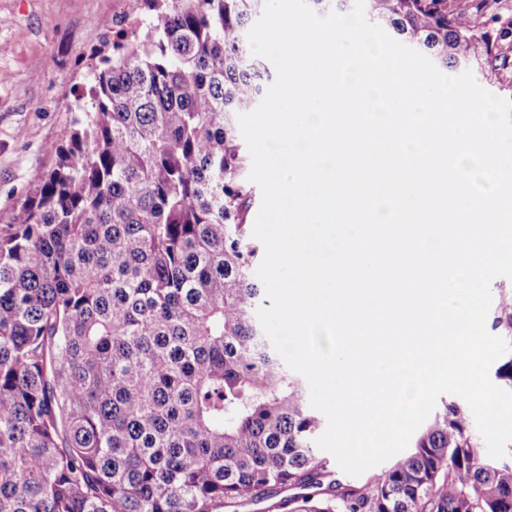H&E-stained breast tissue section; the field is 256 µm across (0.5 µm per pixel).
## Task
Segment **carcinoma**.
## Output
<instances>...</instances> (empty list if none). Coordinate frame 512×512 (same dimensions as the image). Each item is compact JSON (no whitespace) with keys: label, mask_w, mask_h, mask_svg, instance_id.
<instances>
[{"label":"carcinoma","mask_w":512,"mask_h":512,"mask_svg":"<svg viewBox=\"0 0 512 512\" xmlns=\"http://www.w3.org/2000/svg\"><path fill=\"white\" fill-rule=\"evenodd\" d=\"M478 4L364 0L444 71L494 46ZM90 55L83 118L0 225V512H512V459L450 402L363 484L255 316L253 191L236 124L263 98L264 0H134ZM493 323L512 344V294ZM450 401H454V402H457L459 404H462V405H465L467 407H469V405L466 403V401L464 399H462L461 397L457 396V395H454V394H450V393H444V394H441L438 399H437V402H436V405H435V408L433 410V412L431 413V415L418 427V429L415 431V433L413 434V436L411 437L407 447L401 451L400 453L394 455L393 457H391L390 459H388L387 461L367 470L366 472H364L362 475L360 476H351V475H348L346 474L345 472H343L341 470V468L339 467L337 461L335 460L334 456L332 454H330L329 452L327 451H324L322 449H320L317 445L316 447L320 450V452L327 458L330 459L331 461V464H332V470L334 471V477L333 478H338V479H341L342 481H347L349 483H360V482H364L370 475H372L373 473L375 472H378L380 470H383L385 468H387L398 456L402 455V454H405L409 451L412 450V447L414 445V440H415V437L417 436L418 432L420 431V429L429 421L433 418V416L435 415L436 412H439L442 408H443V405L445 403H448ZM470 408V407H469Z\"/></svg>","instance_id":"1"}]
</instances>
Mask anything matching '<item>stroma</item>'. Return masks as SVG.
I'll return each mask as SVG.
<instances>
[{
	"instance_id": "obj_1",
	"label": "stroma",
	"mask_w": 512,
	"mask_h": 512,
	"mask_svg": "<svg viewBox=\"0 0 512 512\" xmlns=\"http://www.w3.org/2000/svg\"><path fill=\"white\" fill-rule=\"evenodd\" d=\"M113 0H0V225L10 223L36 176L68 141L87 89L91 52L112 36ZM497 42L474 77L512 100V0H494Z\"/></svg>"
}]
</instances>
